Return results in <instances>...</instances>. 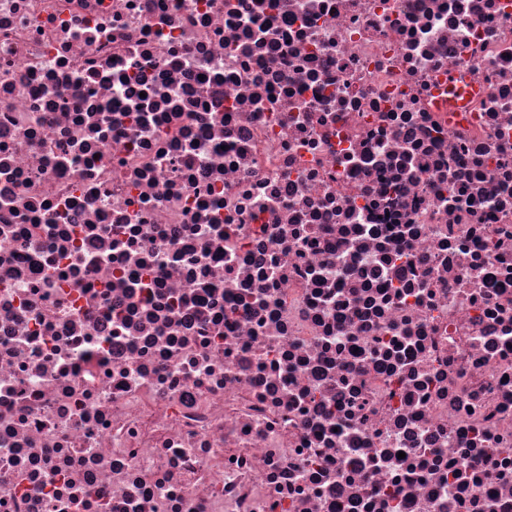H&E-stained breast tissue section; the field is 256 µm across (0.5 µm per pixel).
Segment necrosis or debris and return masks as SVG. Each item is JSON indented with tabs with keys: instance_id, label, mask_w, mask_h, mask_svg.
Wrapping results in <instances>:
<instances>
[{
	"instance_id": "necrosis-or-debris-1",
	"label": "necrosis or debris",
	"mask_w": 512,
	"mask_h": 512,
	"mask_svg": "<svg viewBox=\"0 0 512 512\" xmlns=\"http://www.w3.org/2000/svg\"><path fill=\"white\" fill-rule=\"evenodd\" d=\"M0 512H512V0H0Z\"/></svg>"
}]
</instances>
